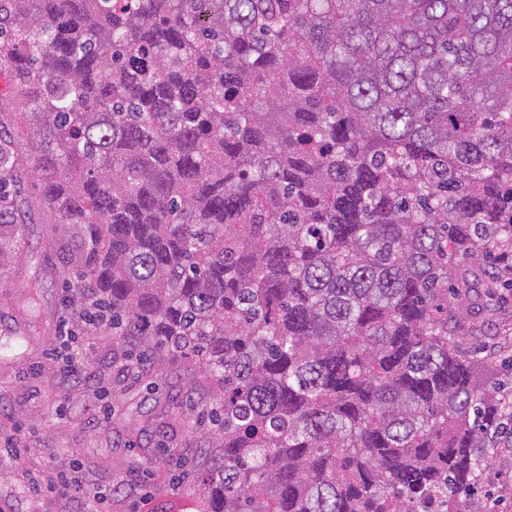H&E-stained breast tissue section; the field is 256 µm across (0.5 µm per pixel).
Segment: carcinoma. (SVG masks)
I'll list each match as a JSON object with an SVG mask.
<instances>
[{"label": "carcinoma", "instance_id": "1", "mask_svg": "<svg viewBox=\"0 0 512 512\" xmlns=\"http://www.w3.org/2000/svg\"><path fill=\"white\" fill-rule=\"evenodd\" d=\"M0 60V252L42 212L115 353L206 368L197 512H462L512 448V0H0Z\"/></svg>", "mask_w": 512, "mask_h": 512}]
</instances>
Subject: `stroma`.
<instances>
[{
	"label": "stroma",
	"instance_id": "stroma-1",
	"mask_svg": "<svg viewBox=\"0 0 512 512\" xmlns=\"http://www.w3.org/2000/svg\"><path fill=\"white\" fill-rule=\"evenodd\" d=\"M57 254L44 225H34L22 256H0V512H77L78 498L34 492L26 474L77 470L86 487L100 494L99 512H195L203 486L199 467L215 442L203 411L217 395L203 370L185 374L171 362L132 376L112 357L110 332L91 341L89 379L68 375L56 354L62 299L67 291ZM39 282L45 333L16 343L25 316L9 302L16 273ZM494 469L482 470L478 493L469 499L481 512L486 498L501 495L512 480V450L489 453Z\"/></svg>",
	"mask_w": 512,
	"mask_h": 512
}]
</instances>
